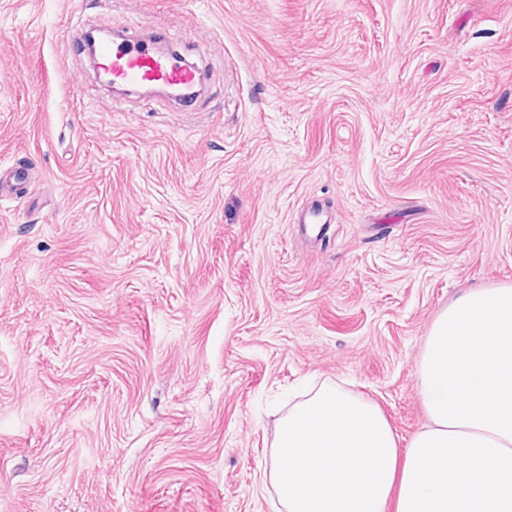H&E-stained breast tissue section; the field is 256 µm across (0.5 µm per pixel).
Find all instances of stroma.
I'll list each match as a JSON object with an SVG mask.
<instances>
[{
	"label": "stroma",
	"instance_id": "1",
	"mask_svg": "<svg viewBox=\"0 0 512 512\" xmlns=\"http://www.w3.org/2000/svg\"><path fill=\"white\" fill-rule=\"evenodd\" d=\"M98 25L162 34L200 96L112 93L70 40ZM14 169L0 512H280L299 396L407 448L432 322L512 285V0H0Z\"/></svg>",
	"mask_w": 512,
	"mask_h": 512
}]
</instances>
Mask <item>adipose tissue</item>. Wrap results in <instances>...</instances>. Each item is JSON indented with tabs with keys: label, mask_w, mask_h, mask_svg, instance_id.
<instances>
[{
	"label": "adipose tissue",
	"mask_w": 512,
	"mask_h": 512,
	"mask_svg": "<svg viewBox=\"0 0 512 512\" xmlns=\"http://www.w3.org/2000/svg\"><path fill=\"white\" fill-rule=\"evenodd\" d=\"M418 374L428 421L403 450L375 403L339 387L289 410L268 471L286 512H512V286L450 303Z\"/></svg>",
	"instance_id": "adipose-tissue-1"
}]
</instances>
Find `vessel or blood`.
<instances>
[{
  "mask_svg": "<svg viewBox=\"0 0 512 512\" xmlns=\"http://www.w3.org/2000/svg\"><path fill=\"white\" fill-rule=\"evenodd\" d=\"M99 58L117 83L136 85L160 82L188 86L196 81L194 69L174 65L167 57L145 44L106 42L99 49Z\"/></svg>",
  "mask_w": 512,
  "mask_h": 512,
  "instance_id": "obj_1",
  "label": "vessel or blood"
}]
</instances>
